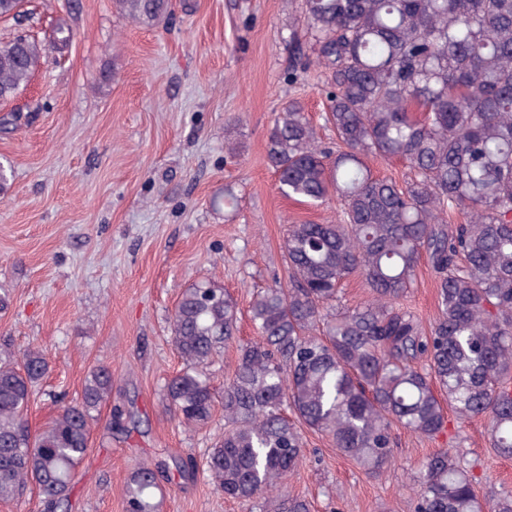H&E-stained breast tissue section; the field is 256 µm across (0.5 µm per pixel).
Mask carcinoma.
Segmentation results:
<instances>
[{
  "mask_svg": "<svg viewBox=\"0 0 512 512\" xmlns=\"http://www.w3.org/2000/svg\"><path fill=\"white\" fill-rule=\"evenodd\" d=\"M114 3L137 23L170 9V0ZM302 9L314 59L295 32L286 45L329 78L336 148L291 102L274 118L266 156L284 195L334 196L341 218L289 225L286 282L252 298L254 341L238 340L240 311L224 288L201 279L184 289L171 318L183 367L164 385L180 422L206 425L216 406L207 367L236 346L224 434L206 467L224 496L263 500L264 512H311L285 491L306 430L372 476L394 462V428L433 439L450 412L486 420L491 448L512 457V0H303ZM44 50L33 35L0 45L1 102ZM371 158L402 161L413 177H381ZM450 209L462 223H448ZM423 258L438 288L426 327L402 306ZM356 275L372 299L343 308L340 285ZM48 370L39 348L0 360V502L33 484L44 512H71L112 371L93 368L81 398L33 434L26 411ZM165 473L136 467L124 512H158ZM417 482L415 512H512V494L478 495L459 448L422 460Z\"/></svg>",
  "mask_w": 512,
  "mask_h": 512,
  "instance_id": "carcinoma-1",
  "label": "carcinoma"
}]
</instances>
